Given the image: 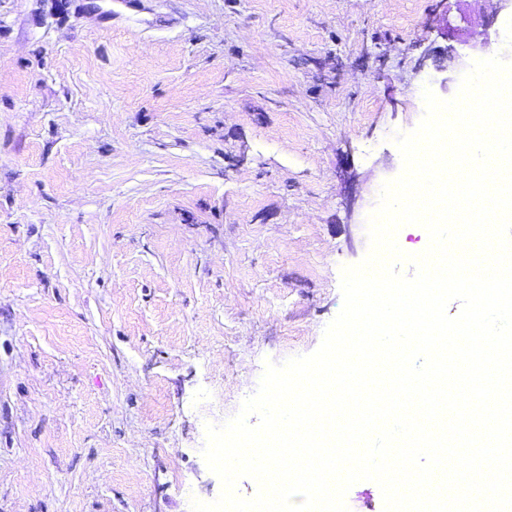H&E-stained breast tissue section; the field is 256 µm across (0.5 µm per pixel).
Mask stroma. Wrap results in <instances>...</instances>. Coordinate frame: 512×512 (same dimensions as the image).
<instances>
[{"instance_id":"35a3bbf8","label":"stroma","mask_w":512,"mask_h":512,"mask_svg":"<svg viewBox=\"0 0 512 512\" xmlns=\"http://www.w3.org/2000/svg\"><path fill=\"white\" fill-rule=\"evenodd\" d=\"M498 0H0V512H190L206 424L320 346L439 18Z\"/></svg>"}]
</instances>
